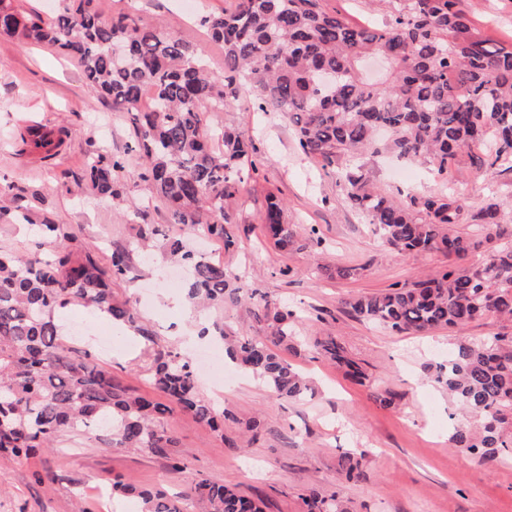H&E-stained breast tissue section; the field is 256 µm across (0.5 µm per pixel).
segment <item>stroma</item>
<instances>
[{
	"mask_svg": "<svg viewBox=\"0 0 512 512\" xmlns=\"http://www.w3.org/2000/svg\"><path fill=\"white\" fill-rule=\"evenodd\" d=\"M234 0H96L103 18L118 12L138 23L162 27L185 41L201 45L211 69L224 70V47L212 41L200 19L231 8ZM328 11L352 24L379 25L392 7L381 0H323ZM479 33L512 43V0H459ZM37 120L67 130L61 154L52 162H17L13 136L18 124ZM211 124L230 126L256 146L257 170L243 188L226 231L238 241L225 251L221 242H198L186 235L188 247H202L225 270L259 289L267 300L298 310L299 335L336 338L349 357L366 372L357 383L313 347L287 353L312 381L315 394L299 402L276 398L259 380L240 372L224 389L211 388L198 373L201 395L233 414L217 435L187 412L177 410L166 426L185 454L186 467L174 473L166 459L149 451L127 452L108 444L101 432L63 436L55 450L25 459L0 454V512H142L135 497L102 498L113 477L142 488L169 493L185 491L196 477L234 485L264 501V512H305L300 488L313 486L336 495L353 512H512V463L486 466L449 444L453 405L438 384L432 367L447 360L457 341L512 331V324L495 317L471 323L464 331L437 328L423 334H398L348 313L353 298L433 276L448 266L447 255L405 254L388 247L374 225L349 205L336 180V170L311 162L300 151L287 118L259 111L249 94H242L232 112H214ZM122 155L132 145L125 113L87 90L76 62L45 45L20 44L0 37V176L21 186L44 189L42 211L71 225L78 245L108 256L117 247L133 249V267L112 283L118 298L130 301L160 347L188 353L191 332L188 310L173 305L174 291L159 284L166 269L161 247L135 251L136 227L127 215L145 213L149 223L164 221L148 183L138 176L139 162L130 158L121 177L122 200L98 204L74 195L45 190V173L62 175L69 185L83 176L91 144ZM480 149L463 150L447 180L429 167L365 154L362 162L371 181L389 192L436 194L452 189L472 207L487 199L512 200V166L482 165ZM285 205L302 244L280 251L259 231L268 196ZM317 230L321 248L307 246L309 230ZM339 266L361 268L354 279L331 276ZM112 351L96 353L97 362L129 390L151 392L146 376L135 367L143 343L112 330ZM397 393L385 408L375 402L382 391ZM362 449L359 479L341 474V461Z\"/></svg>",
	"mask_w": 512,
	"mask_h": 512,
	"instance_id": "stroma-1",
	"label": "stroma"
}]
</instances>
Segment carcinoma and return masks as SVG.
Returning <instances> with one entry per match:
<instances>
[{"label": "carcinoma", "instance_id": "1", "mask_svg": "<svg viewBox=\"0 0 512 512\" xmlns=\"http://www.w3.org/2000/svg\"><path fill=\"white\" fill-rule=\"evenodd\" d=\"M400 2L384 24L357 26L325 10L321 0H237L202 18L209 37L224 44V74L217 75L200 46L123 13L106 22L95 0H62L47 16L0 0V35L64 51L92 95L127 113L140 178L166 210V223L137 225L138 244L159 240L165 254L187 266L184 291L192 309L216 312L200 335L224 342L229 358L279 399L314 393L280 355L297 351L296 311L266 300L257 316L264 335H227L224 306L251 303L256 292L241 287L223 264L186 249L168 228L190 227L221 240L227 251L235 248L224 225L232 223V205L255 171L245 166L253 145L231 127L209 125L206 114L229 111L245 91L261 111L288 116L304 155L324 167L342 154L378 149L380 132L387 134L383 148L426 161L441 176L472 145H485L484 165L512 163V45L478 37L458 0ZM61 143L60 131L38 122L21 126L14 140L16 155L39 150L51 159ZM124 169L122 158L92 147L84 191L98 201L120 198ZM338 183L351 207L401 253L463 259L486 245L476 265L451 264L434 277L349 301L354 314L401 334L461 330L485 315L512 321V242L499 241L498 233L511 210L493 198L471 209L451 191L396 198L373 185L359 163L339 172ZM42 202L41 190L0 179V229L37 223L42 233L36 254L0 246V452L29 458L67 434L92 430L105 433L114 448L145 449L182 470L167 415L178 407L214 432L224 431L230 416L200 396L188 362L156 347L136 308L112 295V280L131 271V250L117 247L102 264L78 248L70 225L40 216ZM460 224L477 225L480 239L460 233ZM261 227L280 249L296 243L297 232L274 197ZM70 306L143 338L137 366L166 400L130 391L90 352L68 345L58 316ZM315 348L351 379H364L335 339ZM437 380L472 419L454 428L452 445L487 463L512 458V335L458 343ZM364 456L363 450L344 456L347 480L360 477ZM112 496L139 498L144 512H186L188 500L196 512H262L258 501L205 478L169 494L114 477ZM300 499L306 512H350L314 488H303Z\"/></svg>", "mask_w": 512, "mask_h": 512}]
</instances>
